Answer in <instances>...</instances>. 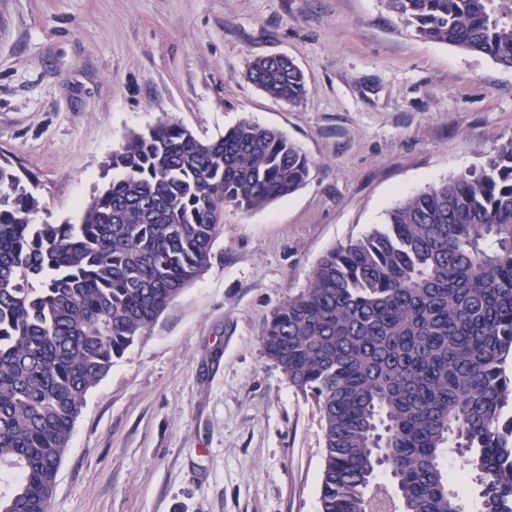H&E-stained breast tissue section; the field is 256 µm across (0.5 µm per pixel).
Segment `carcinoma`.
Masks as SVG:
<instances>
[{
    "label": "carcinoma",
    "mask_w": 512,
    "mask_h": 512,
    "mask_svg": "<svg viewBox=\"0 0 512 512\" xmlns=\"http://www.w3.org/2000/svg\"><path fill=\"white\" fill-rule=\"evenodd\" d=\"M388 5L419 36L512 68V0ZM248 76L289 103L305 92L291 60ZM106 171L79 223L33 224L38 200L0 162V512H48L86 394L205 270L224 205L293 193L310 161L248 121L210 141L166 118ZM261 341L322 415L320 512H465L453 454L480 512H512V139L327 252ZM453 458L450 456L445 461V469L449 474L451 486L458 492L466 512H479V486L473 476H467L459 470H452V466L456 465Z\"/></svg>",
    "instance_id": "carcinoma-1"
}]
</instances>
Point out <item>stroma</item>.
<instances>
[{
  "label": "stroma",
  "instance_id": "stroma-1",
  "mask_svg": "<svg viewBox=\"0 0 512 512\" xmlns=\"http://www.w3.org/2000/svg\"><path fill=\"white\" fill-rule=\"evenodd\" d=\"M285 55L295 104L247 73ZM248 120L312 162L257 209L224 207L203 273L86 395L49 512H319L321 415L264 352L272 312L331 248L512 139V69L418 37L386 0H0V156L78 223L132 133Z\"/></svg>",
  "mask_w": 512,
  "mask_h": 512
}]
</instances>
